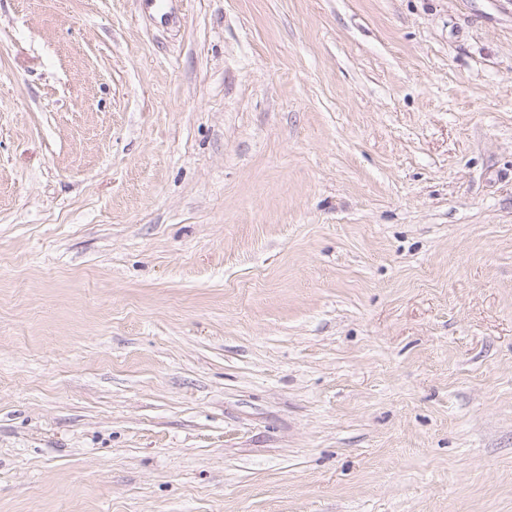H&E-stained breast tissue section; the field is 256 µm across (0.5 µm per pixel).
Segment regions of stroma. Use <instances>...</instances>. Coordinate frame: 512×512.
Wrapping results in <instances>:
<instances>
[{
  "instance_id": "1",
  "label": "stroma",
  "mask_w": 512,
  "mask_h": 512,
  "mask_svg": "<svg viewBox=\"0 0 512 512\" xmlns=\"http://www.w3.org/2000/svg\"><path fill=\"white\" fill-rule=\"evenodd\" d=\"M0 512H512V0H0Z\"/></svg>"
}]
</instances>
